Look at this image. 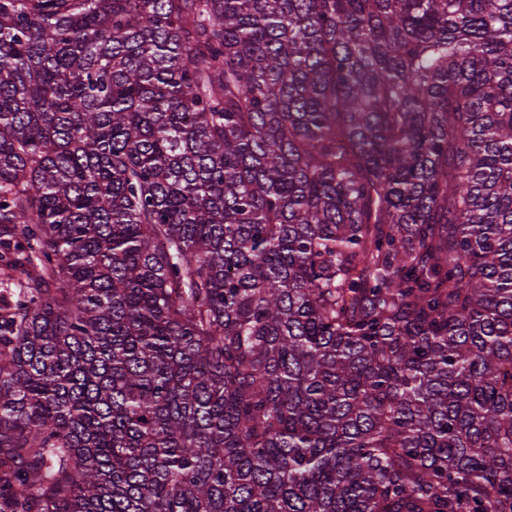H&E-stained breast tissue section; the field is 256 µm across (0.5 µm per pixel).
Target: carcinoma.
Returning <instances> with one entry per match:
<instances>
[{
    "label": "carcinoma",
    "instance_id": "carcinoma-1",
    "mask_svg": "<svg viewBox=\"0 0 512 512\" xmlns=\"http://www.w3.org/2000/svg\"><path fill=\"white\" fill-rule=\"evenodd\" d=\"M0 512H512V0H0Z\"/></svg>",
    "mask_w": 512,
    "mask_h": 512
}]
</instances>
